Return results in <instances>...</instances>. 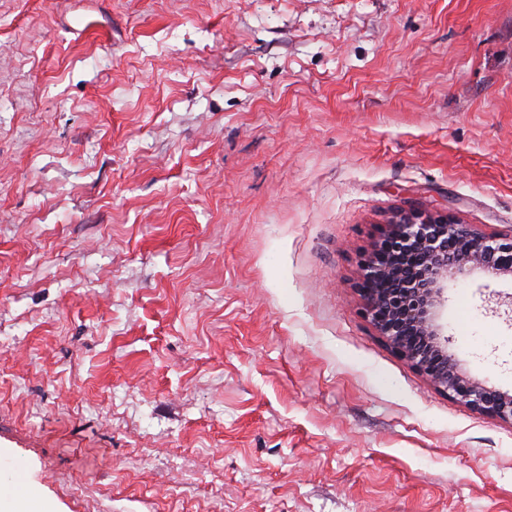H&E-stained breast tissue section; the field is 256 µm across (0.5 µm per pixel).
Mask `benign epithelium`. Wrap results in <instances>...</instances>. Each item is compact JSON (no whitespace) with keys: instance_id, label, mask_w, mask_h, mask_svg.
Returning <instances> with one entry per match:
<instances>
[{"instance_id":"benign-epithelium-1","label":"benign epithelium","mask_w":512,"mask_h":512,"mask_svg":"<svg viewBox=\"0 0 512 512\" xmlns=\"http://www.w3.org/2000/svg\"><path fill=\"white\" fill-rule=\"evenodd\" d=\"M480 270L512 275V232L486 236L448 213L394 214L361 263L371 325L433 388L475 413L512 424V392L464 372L439 323L448 280Z\"/></svg>"}]
</instances>
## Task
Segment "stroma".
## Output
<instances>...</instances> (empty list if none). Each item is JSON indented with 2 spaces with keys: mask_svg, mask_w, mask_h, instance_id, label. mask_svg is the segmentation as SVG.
<instances>
[{
  "mask_svg": "<svg viewBox=\"0 0 512 512\" xmlns=\"http://www.w3.org/2000/svg\"><path fill=\"white\" fill-rule=\"evenodd\" d=\"M414 207L512 229V0H0V440L53 512H512L363 313ZM440 322L512 391V276Z\"/></svg>",
  "mask_w": 512,
  "mask_h": 512,
  "instance_id": "1",
  "label": "stroma"
}]
</instances>
